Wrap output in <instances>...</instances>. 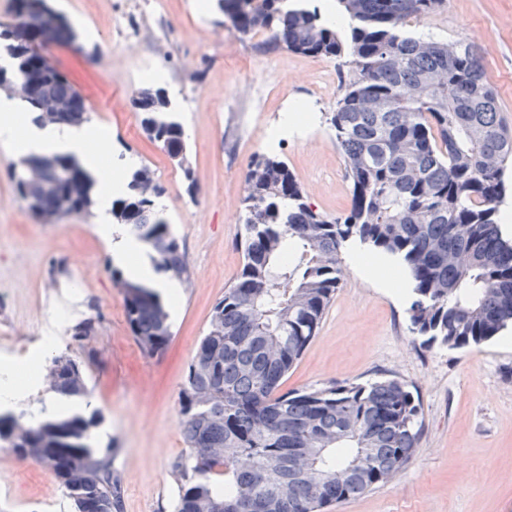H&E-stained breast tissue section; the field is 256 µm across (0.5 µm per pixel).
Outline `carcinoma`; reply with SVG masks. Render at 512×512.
<instances>
[{
	"label": "carcinoma",
	"mask_w": 512,
	"mask_h": 512,
	"mask_svg": "<svg viewBox=\"0 0 512 512\" xmlns=\"http://www.w3.org/2000/svg\"><path fill=\"white\" fill-rule=\"evenodd\" d=\"M243 34L265 31L266 50L338 58L348 67L340 98L327 117L351 184L348 212L330 217L307 203L285 161L255 154L245 177L239 245L243 264L214 306L207 332L179 390L184 448L169 465L175 512H238L239 497L251 512H328L394 479L413 459L423 413L413 385L391 375L365 383H335L281 393L288 372L316 336L343 278L341 254L370 248L403 262L411 279L407 314L421 345L461 349L489 341L512 324V240L503 238L497 214L505 172L512 166V129L501 119L478 48L412 36V22L429 17L445 0H336L344 9L343 36L316 0H225ZM26 8L0 30V55H8L14 83H25L27 50L20 30ZM76 89L49 76L39 101L18 100L51 123L44 107ZM141 125L154 141L183 154L182 124L167 96L157 97ZM23 156L11 179L28 211L32 199L55 179L52 170ZM143 165L133 172L127 196L112 215L125 232L148 247L155 269L190 280L176 234L160 242L158 182ZM88 171L69 192L82 196L81 214L94 203ZM135 342L147 357L170 339L169 311L158 293L118 277ZM100 317L68 328L69 343L86 350ZM90 359L56 355L46 369V392L58 399L50 417L0 410L13 427L0 429V448L50 471L76 512L85 500L96 512H122L121 453L117 442L96 446L103 413L90 408ZM86 430L85 445L59 469L33 437L57 439L71 421ZM309 474L293 475L296 462Z\"/></svg>",
	"instance_id": "cac0c4a2"
}]
</instances>
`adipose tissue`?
Wrapping results in <instances>:
<instances>
[{
    "mask_svg": "<svg viewBox=\"0 0 512 512\" xmlns=\"http://www.w3.org/2000/svg\"><path fill=\"white\" fill-rule=\"evenodd\" d=\"M0 143L15 146L23 155L74 156L95 177L101 210H109L113 198L125 189L122 172L104 161L105 156L111 155L114 145L111 137L105 136L98 126L40 127L33 124L30 113L17 101L0 98ZM99 232L103 238H115L112 257L127 279L154 288L165 302L179 300L181 289L177 280L157 274L149 263L134 261V254L143 249L141 242L109 224L100 225Z\"/></svg>",
    "mask_w": 512,
    "mask_h": 512,
    "instance_id": "1",
    "label": "adipose tissue"
}]
</instances>
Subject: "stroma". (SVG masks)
Here are the masks:
<instances>
[{"instance_id": "1", "label": "stroma", "mask_w": 512, "mask_h": 512, "mask_svg": "<svg viewBox=\"0 0 512 512\" xmlns=\"http://www.w3.org/2000/svg\"><path fill=\"white\" fill-rule=\"evenodd\" d=\"M75 27V44L46 53L58 73L85 99L92 122L123 152L153 171L158 200L188 261L180 309L165 350L145 357L133 339L119 272L95 216L38 223L17 195L10 170L16 150L0 144V364L20 372L48 366L51 354L36 341L72 282L83 293L70 319L100 315L93 344L94 403L106 417L100 446L118 442L122 512H173L168 468L182 447L178 394L215 304L242 265L236 246L244 213V179L257 148L239 141V93L252 82L270 91L267 118L285 99L322 95L306 143L278 150L310 206L336 217L351 204L345 165L326 121L340 96L336 58L288 50L266 53L265 33L226 41L225 18L198 12L194 0H52ZM420 31L464 39L483 56L506 123L512 125V0H445ZM164 42L169 94H183L184 124L194 184L177 161L143 131L133 106L144 73ZM344 275L315 338L281 389L364 382L393 374L414 385L424 430L406 469L392 481L330 508L329 512H512V347L500 338L478 346L426 348L408 329L406 305L392 288ZM5 336L25 338L16 354ZM0 512H73L47 469L0 448Z\"/></svg>"}]
</instances>
